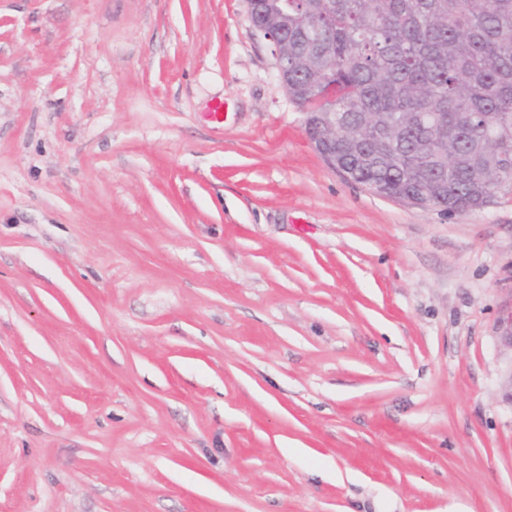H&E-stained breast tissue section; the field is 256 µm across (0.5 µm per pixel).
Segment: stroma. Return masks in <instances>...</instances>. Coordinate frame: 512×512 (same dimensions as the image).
Masks as SVG:
<instances>
[{"mask_svg": "<svg viewBox=\"0 0 512 512\" xmlns=\"http://www.w3.org/2000/svg\"><path fill=\"white\" fill-rule=\"evenodd\" d=\"M512 190L310 146L248 0H0V512H512Z\"/></svg>", "mask_w": 512, "mask_h": 512, "instance_id": "obj_1", "label": "stroma"}]
</instances>
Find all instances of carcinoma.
I'll list each match as a JSON object with an SVG mask.
<instances>
[{"label": "carcinoma", "mask_w": 512, "mask_h": 512, "mask_svg": "<svg viewBox=\"0 0 512 512\" xmlns=\"http://www.w3.org/2000/svg\"><path fill=\"white\" fill-rule=\"evenodd\" d=\"M252 19L300 110L336 113L357 181L458 209L512 179V0H255Z\"/></svg>", "instance_id": "obj_1"}]
</instances>
